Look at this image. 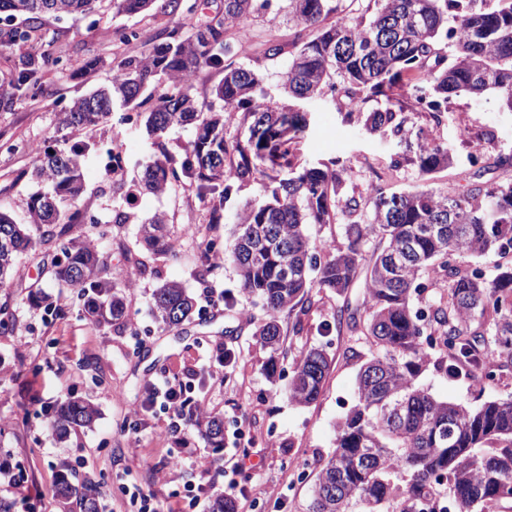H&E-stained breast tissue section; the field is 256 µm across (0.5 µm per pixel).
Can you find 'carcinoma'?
Instances as JSON below:
<instances>
[{
	"instance_id": "carcinoma-1",
	"label": "carcinoma",
	"mask_w": 512,
	"mask_h": 512,
	"mask_svg": "<svg viewBox=\"0 0 512 512\" xmlns=\"http://www.w3.org/2000/svg\"><path fill=\"white\" fill-rule=\"evenodd\" d=\"M103 0H0V48L34 40L51 16L91 15ZM153 0H112L118 14L147 11ZM282 12L296 29L294 52L284 83L297 99L341 91L349 112L365 118L373 131L399 134L413 112L434 119L462 94L481 99L493 94L512 112V0H368L358 14L342 13L341 0H284ZM269 0H224V25L203 23L188 36L143 45L113 69L111 83L75 100L60 113V125L80 133L129 112L152 83L166 84L146 118L151 135L192 125L194 139L180 161L164 154L147 162L137 188L162 195L171 180L184 176L203 195L218 199L210 223L223 218L224 202L246 179L264 181L266 199L246 203L224 256L236 266L240 288L262 302L254 336L270 350L267 374L280 372V315L294 314L292 332L305 331L312 293L345 294L364 275L361 308L341 306L336 328L363 326L376 352L357 376L356 403L337 422L333 451L322 464L305 512H417L420 502L445 490L456 512H484L512 499V398L478 407L436 398L419 381L431 363L428 349L450 358L446 370L479 369L491 379L512 366V266H500L491 280L456 264L454 257L512 252V156L498 155V180L450 196L429 189L388 193L382 187L358 198L341 196L347 169L296 166L290 158V132L297 113L266 101V73L224 65L237 54L242 31L266 10ZM23 25L16 26V18ZM46 60L19 59L0 97L35 87ZM224 67V78L208 98L191 92L192 77L205 67ZM384 101L373 111L370 101ZM239 112L249 139H224V113ZM95 144L77 141L67 150L44 152L34 177L51 186L30 196L26 224L0 210V288L11 287L10 272L20 254L42 243L55 248L54 276L87 301L86 319L97 324L126 316L124 289L112 277L103 255L91 245L93 233L71 235L85 209L83 166ZM448 147L422 139L417 154L422 174L449 165ZM285 166L288 176L275 175ZM344 216L345 244L311 251L306 226L333 224ZM39 231L33 238L30 228ZM149 250H169L167 218L157 213L139 229ZM378 247L367 251L368 243ZM215 243L201 251L199 275L214 268ZM295 268L285 275V268ZM431 274L446 288L427 312L413 303ZM157 319L168 327L192 319L195 299L177 282L153 293ZM485 346L483 358L477 347ZM332 360L311 347L295 363L286 387L288 400L315 402ZM94 406L69 399L53 409L58 438L89 427ZM222 445L224 422L210 416L202 425ZM57 498L79 500L81 512H100V486L63 478Z\"/></svg>"
}]
</instances>
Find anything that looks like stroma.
Wrapping results in <instances>:
<instances>
[{"label": "stroma", "mask_w": 512, "mask_h": 512, "mask_svg": "<svg viewBox=\"0 0 512 512\" xmlns=\"http://www.w3.org/2000/svg\"><path fill=\"white\" fill-rule=\"evenodd\" d=\"M165 0H155L151 11L127 16L105 6L84 19L45 18L39 39L24 48L0 51V79L9 77L21 52L46 57L37 96L18 94L0 105V210L24 221L29 197L34 191L28 174L37 164L41 149L68 148L73 139L59 128V115L73 100L109 82L112 66L129 51L115 39L116 31L134 29L140 43L186 36L192 27L224 9V0H199L193 15H172ZM280 0H271L265 15L249 30L244 53L231 58V65L254 63L264 41L286 45L294 30L276 19ZM69 57L97 60L91 71L72 75L60 62ZM305 125L293 139L297 163L317 166L339 160L348 166L343 191L360 196L381 185L406 192L420 185L459 194L472 184L469 159L484 154L489 170L486 179L497 176L492 165L500 154L512 153V112L502 111L493 97L474 100L457 97L442 119L418 112L401 134L372 132L363 118L348 115L343 99L329 96L302 103ZM193 126L148 134L144 118L138 117L113 132L105 124L82 132L85 140L108 144L123 162L118 174H140L151 158L168 152L180 155L192 139ZM447 145L453 155L450 167L425 176L416 163L422 138ZM84 205L94 213L107 234L100 240L112 272L121 271L123 254L138 250L141 219L165 214L174 243L173 254L146 255L147 275L126 289L127 321L90 324L82 316V300L74 289L55 280L52 255L45 247L24 254L18 261L10 288L0 290V308L14 317L8 332L0 333V466L21 467L24 477L10 482L0 476V501L10 512H63L54 495L61 478L72 483L92 479L103 491L102 512H127L124 486L135 483L151 490L168 508L179 506L175 490L185 480L200 478L195 460L207 461L211 473L223 470L235 453H249L255 469L243 472L242 482L273 491V498H260L257 507L237 502L236 512H304L308 490L321 465L332 452L335 426L354 404L356 376L374 347L364 332H337L333 313L343 304L361 303L363 291L351 289L348 296L331 293L317 296L309 312L310 330L302 335L284 332L287 356L282 376L270 380L265 372L268 353L258 343L249 323L261 308L239 288L231 261L216 266L207 279H199L197 258L207 239H230L237 211L244 203L262 200L258 180L238 183L233 199L224 206L221 223L209 225L210 198L200 196L190 180L176 182L163 195L138 194L128 223L112 221L114 200L104 175V160L89 158L84 168ZM180 283L196 300L206 293L232 295L230 305L195 314L190 323L169 328L158 322L151 310L152 293L166 282ZM51 295L69 304L67 318L58 319L34 305L32 294ZM324 346L333 364L320 398L307 406L288 400L284 389L293 363L302 351ZM231 354L224 370V386L211 389L206 399L210 411L224 421V443L214 447L198 430L172 432L159 408H144L148 385L183 368L200 369L216 348ZM437 398L476 406L487 400L512 397V368L499 371L493 381L480 373L460 369L452 374L427 369L420 378ZM77 398L90 402L98 416L92 427L58 441L51 426L50 409ZM143 408L139 433L128 428V414ZM187 462L182 476L165 478L172 453Z\"/></svg>", "instance_id": "stroma-1"}]
</instances>
